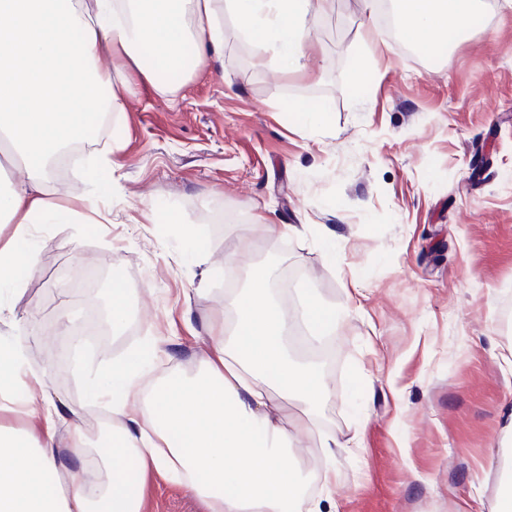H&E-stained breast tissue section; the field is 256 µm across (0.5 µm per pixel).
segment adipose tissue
<instances>
[{"label": "adipose tissue", "instance_id": "obj_1", "mask_svg": "<svg viewBox=\"0 0 512 512\" xmlns=\"http://www.w3.org/2000/svg\"><path fill=\"white\" fill-rule=\"evenodd\" d=\"M215 0H0V145L29 180L0 188V223L26 228L36 218L71 215L74 193L40 183L47 160L81 140L85 121L122 108L133 90L128 70L145 78L180 71L185 59L202 67L224 51ZM307 0H225L238 23L275 44L283 69L298 67L307 35ZM398 25L415 37L445 31L465 39L479 0H391ZM150 43L149 57L138 47ZM109 68H102V58ZM18 240L0 245V317L19 291L12 272L28 264ZM249 285L236 292L232 320L211 324V353L193 378L170 381L160 403L142 401L144 373L113 366L93 379L91 396L110 388L112 452L85 447L75 425L61 446L60 421L75 416L50 404L35 429L0 424V512H143L139 478L153 471L207 501L211 512H315L309 485H331L329 469L307 474L292 464L295 435L309 433L330 391L315 363L288 355V337L309 328L312 342L334 335L339 319L318 293L306 290L294 307L275 300L265 265L250 266ZM31 374L22 351L0 344V406ZM300 413L289 416V405Z\"/></svg>", "mask_w": 512, "mask_h": 512}]
</instances>
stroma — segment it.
<instances>
[{"label": "stroma", "instance_id": "1", "mask_svg": "<svg viewBox=\"0 0 512 512\" xmlns=\"http://www.w3.org/2000/svg\"><path fill=\"white\" fill-rule=\"evenodd\" d=\"M388 0H309L302 66L277 72L226 10L224 56L173 93L138 83L108 125L88 126L53 187L91 199L69 220L38 223L17 269L15 341L42 381L0 420L38 424L44 400L79 409L90 445L112 444L111 402L89 381L131 359L152 363L153 401L196 374L208 326L224 312L226 275L267 264L282 300L313 288L343 320L324 337L330 395L296 460L331 468L321 512H488L501 431L512 419V8L484 0L470 36L431 53L403 49ZM322 103L319 124L308 111ZM292 224L285 240L257 223ZM130 291L129 321L95 351L57 335L79 270ZM46 315L32 327L34 308ZM342 443L325 456L321 437ZM145 512H210L149 473Z\"/></svg>", "mask_w": 512, "mask_h": 512}]
</instances>
